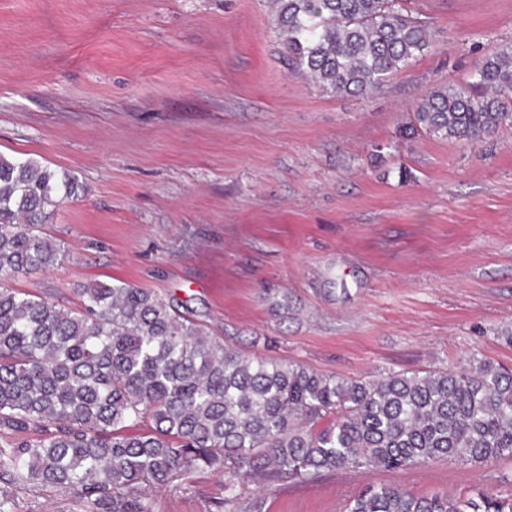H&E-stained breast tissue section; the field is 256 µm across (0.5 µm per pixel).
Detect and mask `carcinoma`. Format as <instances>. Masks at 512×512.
<instances>
[{"label":"carcinoma","instance_id":"obj_1","mask_svg":"<svg viewBox=\"0 0 512 512\" xmlns=\"http://www.w3.org/2000/svg\"><path fill=\"white\" fill-rule=\"evenodd\" d=\"M293 71L325 92L368 95L434 42L412 0H274ZM512 124V45L464 85L424 96L400 133L475 142ZM75 174L0 154V276L44 272L65 251L43 226L78 196ZM74 312L0 285V470L12 486L73 493L84 512H153V493L197 471L224 502L252 474L394 471L512 458V370L347 379L249 357L154 292L81 289ZM346 512H512V494L417 497L368 485Z\"/></svg>","mask_w":512,"mask_h":512}]
</instances>
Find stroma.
Wrapping results in <instances>:
<instances>
[{"label": "stroma", "instance_id": "obj_1", "mask_svg": "<svg viewBox=\"0 0 512 512\" xmlns=\"http://www.w3.org/2000/svg\"><path fill=\"white\" fill-rule=\"evenodd\" d=\"M436 42L368 96L293 74L272 0H0V154L75 172L67 255L8 287L78 309L95 281L169 300L250 357L348 379L512 369V126L400 138L423 95L512 44V0H417ZM512 493V459L192 473L154 512H345L366 484ZM11 512H82L17 489Z\"/></svg>", "mask_w": 512, "mask_h": 512}]
</instances>
